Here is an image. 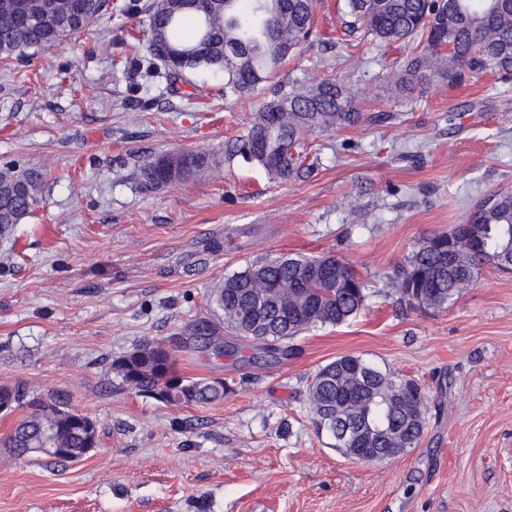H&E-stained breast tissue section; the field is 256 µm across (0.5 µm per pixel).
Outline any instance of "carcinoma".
<instances>
[{
    "label": "carcinoma",
    "mask_w": 512,
    "mask_h": 512,
    "mask_svg": "<svg viewBox=\"0 0 512 512\" xmlns=\"http://www.w3.org/2000/svg\"><path fill=\"white\" fill-rule=\"evenodd\" d=\"M152 0L148 15V71L160 62L168 73L200 68L224 72V97L253 91L297 49L315 36L316 0ZM342 0L338 7L344 33L385 46L403 43L410 53L401 69L400 88L410 90L432 78L459 85L465 77L512 74V0ZM75 12L47 10L21 22L0 11V60L20 58L29 48H49L88 29L105 0H76ZM362 118L354 93L341 79L326 76L314 85L282 83L239 135L224 143V157H240L285 181L304 166L300 149L308 135L333 132ZM209 154L182 151L158 155L140 168V185L151 190L179 184L212 171ZM0 184V246L37 202L40 175L12 171ZM476 228L484 247L448 255V237L422 238L391 278L398 302L412 308L441 309L471 287L483 265L512 271V190L493 191L479 201L460 232ZM217 321H200L194 335L205 341L221 330L235 335L266 357L286 358L287 342L318 325L337 326L362 309L366 284L354 268L332 254L278 256L255 262L224 279L211 294ZM358 370V360H333L320 367L308 387V404L318 431L347 453L371 446L397 455L419 442L426 424L423 394L412 378L396 377L372 366ZM111 372L136 393L164 405H207L224 398L222 380L179 375L163 342H149L120 355ZM0 406L26 407L0 445L16 456L78 461L100 442L98 422L24 383L0 385Z\"/></svg>",
    "instance_id": "cac0c4a2"
}]
</instances>
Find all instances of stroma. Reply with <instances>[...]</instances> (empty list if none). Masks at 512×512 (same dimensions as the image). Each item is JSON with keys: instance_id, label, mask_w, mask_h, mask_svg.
I'll return each instance as SVG.
<instances>
[{"instance_id": "obj_1", "label": "stroma", "mask_w": 512, "mask_h": 512, "mask_svg": "<svg viewBox=\"0 0 512 512\" xmlns=\"http://www.w3.org/2000/svg\"><path fill=\"white\" fill-rule=\"evenodd\" d=\"M107 0L89 30L0 62V167L42 174L39 202L0 247V385L68 394L99 423L83 460L53 463L0 447V512H512V273L484 267L443 309L398 303L389 277L417 241L462 223L512 187V82L398 88L403 46L350 47L338 0H317L318 33L280 78L334 74L359 122L314 135L308 170L270 180L225 140L274 97L279 80L224 97V75L147 82L145 14ZM154 101L130 108V92ZM199 150L205 178L141 190L139 167ZM334 253L366 280L356 318L310 329L295 356L251 362L197 348L210 292L275 256ZM148 341L179 375L219 378L222 402L165 406L122 384L114 357ZM359 355L424 387L417 447L356 461L318 433L313 373Z\"/></svg>"}]
</instances>
